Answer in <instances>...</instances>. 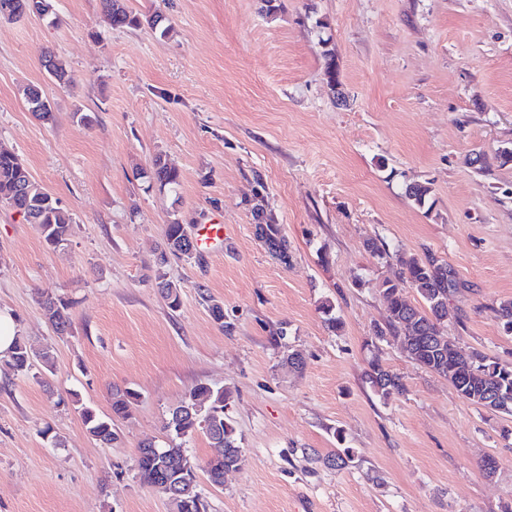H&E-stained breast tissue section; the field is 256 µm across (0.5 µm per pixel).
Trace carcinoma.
<instances>
[{
	"label": "carcinoma",
	"instance_id": "obj_1",
	"mask_svg": "<svg viewBox=\"0 0 512 512\" xmlns=\"http://www.w3.org/2000/svg\"><path fill=\"white\" fill-rule=\"evenodd\" d=\"M105 21L112 27H139L147 24L157 27V16L144 18L126 10L120 0H101ZM153 179L160 186H177L179 172L155 160ZM431 188L414 183L406 187V195L420 207L425 206ZM0 204L23 214L26 221L36 225L46 243L51 246L64 244L71 232L72 217L49 194L32 183L29 173L14 154L0 152ZM257 233L268 248L282 260H288L285 241L274 225L262 221L260 212H255ZM188 229L176 221L168 224L165 231L164 248L161 250L155 285L170 309L180 305V288L167 279L164 266L167 254L191 256L195 247L187 237ZM401 275L396 280L386 279L379 284V292L386 304L388 317L384 324H376L372 339L384 341L389 337L400 339L408 357L420 367L444 376L471 404L502 411L512 415V365L502 364L480 351H474L466 360L457 358L454 341L443 333L448 320V301L460 288L456 274L448 264L433 255L423 258L399 256ZM413 288L423 301L418 307L404 298L403 292ZM43 306L48 322L53 329L64 332L71 326L73 301L46 293ZM7 364L16 372L27 374L35 365L49 370L53 366L48 351L36 352L19 338ZM367 378L380 397L389 399L402 394L406 386L402 378L386 368L377 357L369 362ZM232 397L228 388H213L199 385L194 388L181 405L174 408L166 419L164 429L176 439H182L201 431L209 440L214 453L206 462L204 471L213 486L224 484V473L238 468L244 462L236 429L226 414ZM138 394L129 389L114 388L111 392L112 414L125 418L132 412ZM79 414L88 434L101 444H110L118 438L112 419L99 416L90 407L83 406ZM152 443L139 447L136 477L141 484L155 486L165 476L171 465H176L182 477L196 480L197 464L188 455L182 444H172L158 451L150 450Z\"/></svg>",
	"mask_w": 512,
	"mask_h": 512
}]
</instances>
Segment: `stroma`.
Listing matches in <instances>:
<instances>
[{"label":"stroma","mask_w":512,"mask_h":512,"mask_svg":"<svg viewBox=\"0 0 512 512\" xmlns=\"http://www.w3.org/2000/svg\"><path fill=\"white\" fill-rule=\"evenodd\" d=\"M124 2L160 13L161 29L110 27L100 0L0 18V147L73 220L53 247L0 207V309L54 357L42 384L0 360V512H172L136 478L137 451L168 444L170 411L200 384L232 390L245 457L223 486L200 479L209 512L512 506V416L472 405L398 340H371L395 252L431 254L460 283L445 329L460 353L512 363L496 314L512 300V161L499 158L512 150V0H277L271 14L261 0ZM45 52L66 84L42 68ZM30 85L51 121L30 111ZM158 158L178 186L153 181ZM413 183L430 186L425 206L406 196ZM258 203L288 260L258 237ZM174 220L224 236L169 256L172 310L154 273ZM45 291L73 300L67 335L46 319ZM292 353L302 369L284 366ZM375 356L403 394L386 401L370 386ZM115 386L139 398L103 446L75 405L111 416ZM342 447L351 462L327 467Z\"/></svg>","instance_id":"1"}]
</instances>
